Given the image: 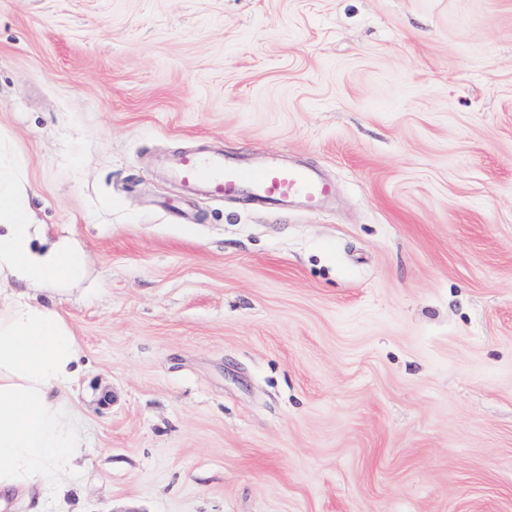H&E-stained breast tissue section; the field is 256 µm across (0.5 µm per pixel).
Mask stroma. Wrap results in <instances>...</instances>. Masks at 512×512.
I'll return each instance as SVG.
<instances>
[{
    "label": "stroma",
    "instance_id": "stroma-1",
    "mask_svg": "<svg viewBox=\"0 0 512 512\" xmlns=\"http://www.w3.org/2000/svg\"><path fill=\"white\" fill-rule=\"evenodd\" d=\"M0 148L78 245L80 512H512V0H0ZM278 158L322 209L191 196ZM169 166L190 192L225 198L246 190L275 210L294 203L315 209L332 192L331 184L310 168L270 161L234 163L221 153H183L171 158Z\"/></svg>",
    "mask_w": 512,
    "mask_h": 512
}]
</instances>
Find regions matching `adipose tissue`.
I'll list each match as a JSON object with an SVG mask.
<instances>
[{
  "label": "adipose tissue",
  "instance_id": "ef3b65f1",
  "mask_svg": "<svg viewBox=\"0 0 512 512\" xmlns=\"http://www.w3.org/2000/svg\"><path fill=\"white\" fill-rule=\"evenodd\" d=\"M27 165L22 156L0 161V273L20 286L0 289V502L20 499L35 510L46 490L63 489L80 468L83 437L75 407L78 340L31 293L80 279L86 257L60 243L36 247Z\"/></svg>",
  "mask_w": 512,
  "mask_h": 512
}]
</instances>
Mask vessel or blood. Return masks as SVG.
Here are the masks:
<instances>
[{
	"label": "vessel or blood",
	"instance_id": "vessel-or-blood-1",
	"mask_svg": "<svg viewBox=\"0 0 512 512\" xmlns=\"http://www.w3.org/2000/svg\"><path fill=\"white\" fill-rule=\"evenodd\" d=\"M169 166L188 191L225 198L245 190L276 210L295 203L317 208L332 191L331 184L310 168L270 161L234 163L220 153H183L171 158Z\"/></svg>",
	"mask_w": 512,
	"mask_h": 512
}]
</instances>
